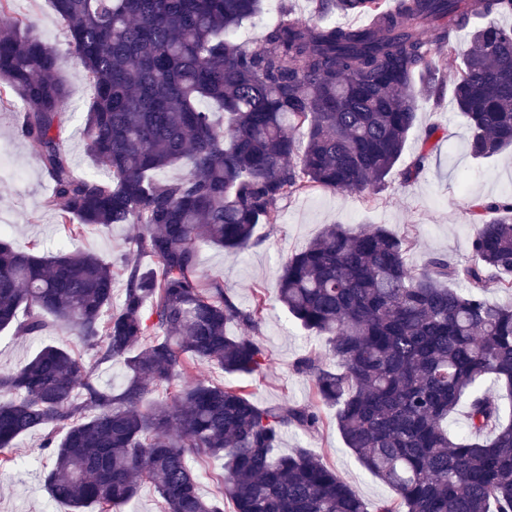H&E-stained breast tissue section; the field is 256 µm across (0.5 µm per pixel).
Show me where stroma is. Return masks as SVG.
Listing matches in <instances>:
<instances>
[{"label":"stroma","instance_id":"1","mask_svg":"<svg viewBox=\"0 0 512 512\" xmlns=\"http://www.w3.org/2000/svg\"><path fill=\"white\" fill-rule=\"evenodd\" d=\"M285 9L302 23L315 18L312 0H263L261 13L234 33V41L258 43ZM12 13L31 18L39 36L66 54L64 27L48 0H14ZM61 76L69 93L62 124L63 144L78 173L103 174V167L88 151L83 136L90 90L81 63L66 54ZM21 121L18 102L8 99L0 103V231L20 250L29 249L37 241L47 254L62 247L74 252L88 251L113 267H120L130 240L138 232L137 225L89 228L81 236L69 238L46 205L50 179L41 167L36 146L21 136ZM433 126L438 129L437 143L424 170L416 179L404 181L403 170L412 164L426 131ZM468 139L466 122L452 110L449 98L420 101L403 155L387 177L377 201L366 202L363 194L356 191L317 189L279 201L277 223L257 225L247 251L234 253L208 244L199 250V265L208 280L223 285L225 293L239 306L250 307L258 295L265 299L259 336L270 365L264 375L252 382L253 400L261 405L282 401L314 404L322 417L315 434L295 428L286 430L279 453L303 448L320 455L370 504L392 497L393 492L345 447L336 426L335 407L317 404L309 378L297 373L295 365L299 359L312 352H324L326 341L302 329L278 302V276L291 253L304 248L331 224L352 229L364 225L388 227L412 241L406 261L415 268L422 267L434 255L452 263L473 262L469 202L474 198L494 200L512 195V153L506 151L489 160H477L469 153ZM50 343L72 349L86 365L92 366L100 386L122 387V364L95 366L86 345L55 326L33 336L0 333V369L23 365ZM43 436V431L32 432L12 449L19 466L11 470L9 477L0 478V512H71L68 506L53 499L45 483L51 460L40 451Z\"/></svg>","mask_w":512,"mask_h":512}]
</instances>
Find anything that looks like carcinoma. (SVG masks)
<instances>
[{"mask_svg":"<svg viewBox=\"0 0 512 512\" xmlns=\"http://www.w3.org/2000/svg\"><path fill=\"white\" fill-rule=\"evenodd\" d=\"M0 0V99L22 104L21 133L52 183L47 205L69 236L136 224L120 271L93 253L46 257L0 234V331L36 335L47 320L121 362L122 389L100 387L86 366L45 345L0 371V451L46 431L47 483L73 512H124L154 485L161 512H512V305L487 289L512 280V196L475 199L476 262L433 256L407 266L410 241L382 225L326 227L291 255L277 297L302 328L326 337L301 358L317 400L338 406L344 444L396 499L365 502L306 450L279 454L285 429L318 430L309 406H259L249 382L269 364L256 336L264 300L237 307L207 284L198 247L247 249L277 203L311 189L385 187L414 127L419 101L439 99L431 48L450 54L471 31L452 103L469 127V153L512 147V29L479 18L512 15V0H314L316 21L283 11L259 45L228 36L261 13L262 0H50L93 94L88 150L105 175H81L60 137L67 88L62 54L35 23ZM365 15L371 24L341 22ZM224 112V125L198 102ZM301 129L305 145L292 130ZM422 149L402 172L423 170ZM180 178L160 174L178 163ZM143 254L160 272L145 269ZM122 304L112 311L115 280ZM453 283L464 284L460 291ZM231 324L249 333L230 336ZM197 360L238 379L169 392ZM492 382L496 389L484 388ZM468 399L467 432L448 417ZM224 461L219 495L197 488L191 456Z\"/></svg>","mask_w":512,"mask_h":512,"instance_id":"1","label":"carcinoma"}]
</instances>
